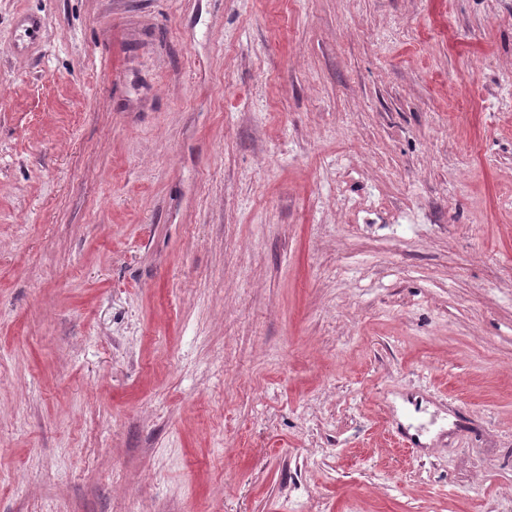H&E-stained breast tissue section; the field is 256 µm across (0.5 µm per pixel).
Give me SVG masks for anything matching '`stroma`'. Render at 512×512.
<instances>
[{
  "instance_id": "obj_1",
  "label": "stroma",
  "mask_w": 512,
  "mask_h": 512,
  "mask_svg": "<svg viewBox=\"0 0 512 512\" xmlns=\"http://www.w3.org/2000/svg\"><path fill=\"white\" fill-rule=\"evenodd\" d=\"M0 512H512V0H0Z\"/></svg>"
}]
</instances>
